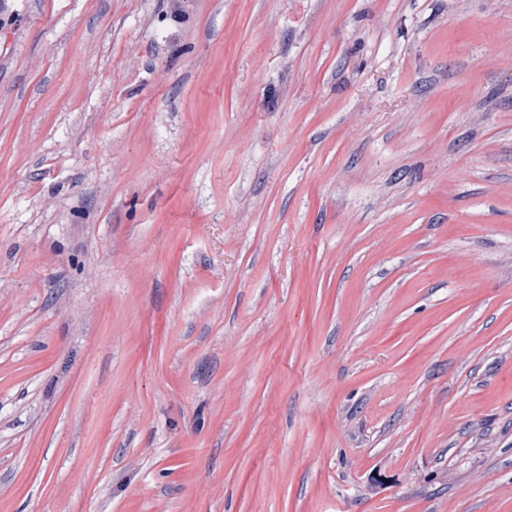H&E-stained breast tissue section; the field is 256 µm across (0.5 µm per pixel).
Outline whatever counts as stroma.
Listing matches in <instances>:
<instances>
[{"label": "stroma", "instance_id": "35a3bbf8", "mask_svg": "<svg viewBox=\"0 0 512 512\" xmlns=\"http://www.w3.org/2000/svg\"><path fill=\"white\" fill-rule=\"evenodd\" d=\"M0 512H512V0H0Z\"/></svg>", "mask_w": 512, "mask_h": 512}]
</instances>
